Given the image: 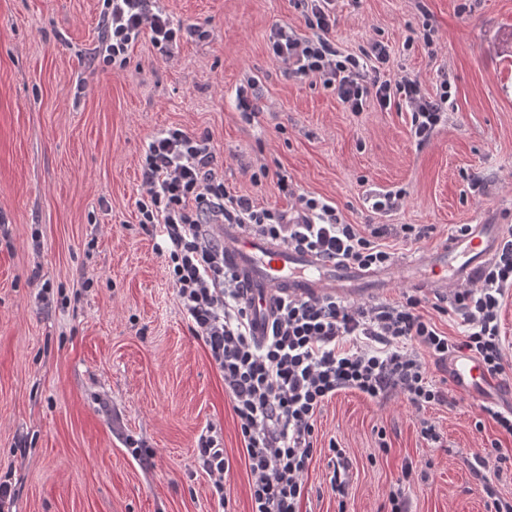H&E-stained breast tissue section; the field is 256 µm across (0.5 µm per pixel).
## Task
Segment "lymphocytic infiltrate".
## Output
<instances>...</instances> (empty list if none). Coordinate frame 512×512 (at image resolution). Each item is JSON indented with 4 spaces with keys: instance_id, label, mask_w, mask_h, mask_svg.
Wrapping results in <instances>:
<instances>
[{
    "instance_id": "lymphocytic-infiltrate-1",
    "label": "lymphocytic infiltrate",
    "mask_w": 512,
    "mask_h": 512,
    "mask_svg": "<svg viewBox=\"0 0 512 512\" xmlns=\"http://www.w3.org/2000/svg\"><path fill=\"white\" fill-rule=\"evenodd\" d=\"M304 2L310 36L275 28L269 38L274 59L293 74L319 77L352 112L370 103L385 110L404 98L415 137L426 140L441 120L437 103L416 80L372 77L357 57L341 55L329 39L336 25L332 0ZM102 26L97 58L115 70L126 66L140 37L168 57L180 39L201 32L174 21L155 0H103ZM216 164L208 134L171 127L152 136L141 157L139 222L155 235L190 329L224 378L242 436L251 512H300L305 476L317 453L316 416L338 392L354 389L373 400L397 394L420 415L445 399L427 360L440 363L465 350L488 373L505 375L499 311L512 292V235L475 280L455 291L451 304L433 302L435 314L460 316L459 339L441 331L422 313V298L410 294L396 305L281 299L266 335L258 336L213 225L242 224L361 268L387 266L393 255L378 242L382 228L343 223L335 206L303 195L293 216L258 206L230 192ZM197 448L217 504L226 506L231 463L223 442L208 431Z\"/></svg>"
}]
</instances>
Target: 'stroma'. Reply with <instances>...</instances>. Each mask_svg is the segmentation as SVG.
I'll list each match as a JSON object with an SVG mask.
<instances>
[{"mask_svg": "<svg viewBox=\"0 0 512 512\" xmlns=\"http://www.w3.org/2000/svg\"><path fill=\"white\" fill-rule=\"evenodd\" d=\"M204 38L163 58L140 38L124 70L95 62L102 0H0V482L10 512H218L197 461L215 428L232 463V512H251L224 380L191 332L156 240L137 219L152 135L209 133L231 191L295 213L298 195L348 224H383L395 256L432 249L458 224L512 225V0H335L330 38L361 56L387 44L382 78L418 80L442 119L427 142L404 99L349 111L315 76L269 53L272 29L308 35L298 0H160ZM248 87L254 116L237 105ZM287 175L296 196L284 194ZM396 209L375 210L384 194ZM427 228L418 241L400 227ZM512 374L487 403L449 389L417 417L399 395L345 390L316 417L345 448V498L326 458L301 512H489L512 501ZM441 435L422 440L421 419ZM412 464L410 480L401 468Z\"/></svg>", "mask_w": 512, "mask_h": 512, "instance_id": "35a3bbf8", "label": "stroma"}]
</instances>
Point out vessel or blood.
Instances as JSON below:
<instances>
[{
	"instance_id": "1",
	"label": "vessel or blood",
	"mask_w": 512,
	"mask_h": 512,
	"mask_svg": "<svg viewBox=\"0 0 512 512\" xmlns=\"http://www.w3.org/2000/svg\"><path fill=\"white\" fill-rule=\"evenodd\" d=\"M224 259L245 288L254 332L264 335L276 298L331 297L344 301L375 299L392 288L401 270H408L410 287L437 296L470 282L493 257L504 235L501 224H471L440 247L419 252L390 266L364 269L328 262L300 247L248 232L238 224H218ZM452 385L467 396L483 400L497 392L501 381L477 360L458 356L448 363Z\"/></svg>"
}]
</instances>
